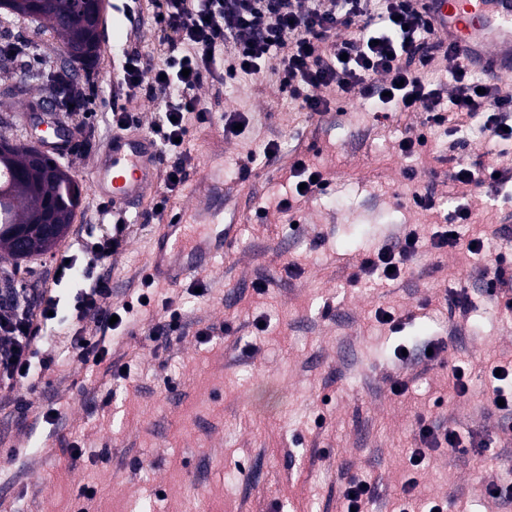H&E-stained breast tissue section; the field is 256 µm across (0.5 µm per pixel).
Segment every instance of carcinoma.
Wrapping results in <instances>:
<instances>
[{
  "label": "carcinoma",
  "instance_id": "cac0c4a2",
  "mask_svg": "<svg viewBox=\"0 0 512 512\" xmlns=\"http://www.w3.org/2000/svg\"><path fill=\"white\" fill-rule=\"evenodd\" d=\"M89 2L42 0L37 17L32 15L31 0H14L10 6L0 3V28L30 19L42 32L58 38L63 50L87 43L89 48L80 61L84 65L94 60L99 50L91 35ZM28 151L27 146L12 143L7 152H0V250L15 261L20 257L11 248L13 233L18 226L31 223L47 191L56 196L55 223L66 228L72 223L82 197V188L57 160L50 157L40 169H28Z\"/></svg>",
  "mask_w": 512,
  "mask_h": 512
}]
</instances>
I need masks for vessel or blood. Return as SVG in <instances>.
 <instances>
[{
  "label": "vessel or blood",
  "mask_w": 512,
  "mask_h": 512,
  "mask_svg": "<svg viewBox=\"0 0 512 512\" xmlns=\"http://www.w3.org/2000/svg\"><path fill=\"white\" fill-rule=\"evenodd\" d=\"M433 25L469 68L493 75L512 73V0H431ZM158 158L152 139L143 133L113 134L93 162V193L126 210L157 184ZM223 203L196 205L199 225L184 220L162 225L148 270L157 280L176 283L207 272L213 260L234 245L235 224L221 223Z\"/></svg>",
  "instance_id": "b4317fda"
}]
</instances>
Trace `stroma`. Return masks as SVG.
<instances>
[{
    "mask_svg": "<svg viewBox=\"0 0 512 512\" xmlns=\"http://www.w3.org/2000/svg\"><path fill=\"white\" fill-rule=\"evenodd\" d=\"M122 5L107 0L98 60L91 71L72 73L95 97L91 117L56 114L73 133L63 162L83 186L81 205L50 253L19 264L0 258V282L14 279L37 292L55 286L70 296L72 283L53 282L57 262L82 255L90 234L107 230L97 221L100 199L86 182L112 136V112L127 109L146 129L157 117L160 100L127 98L115 84L122 51L148 59L158 45L149 0L137 20ZM4 91L12 119L0 125V138L26 141L24 113L42 92L24 83L19 65L0 63ZM198 94L213 117L193 130V165L168 211L190 210L204 172L219 166L224 214H240V239L201 275L203 295H192L186 280L156 286V301L173 299L186 316V333L168 359L155 356L145 338L146 314L131 332L106 339L112 361L129 364L128 380H113L101 365L74 364L48 371L46 385L28 393L33 406L56 404L60 429L0 408V500L20 512H341L339 488L347 475L358 474L377 484L368 512H394L419 417L478 438L498 435L487 393L493 361L512 360V317L502 316L483 291L484 259L461 251L423 248L388 284L364 281L353 288L348 280L367 255L405 228L427 236L442 222V213L414 205L418 192L432 190L444 210L470 209L462 237L488 223L512 227V182L491 198L448 181L452 157L512 167V142L500 146L465 129L438 128L429 131L427 147L408 158L398 141L420 131L414 112L379 120L372 101L347 100L312 119L268 73L223 87L206 84ZM227 111L245 117L241 136H224L220 116ZM271 141L279 150L268 160L261 153ZM251 152L259 155L255 169L240 178L238 164ZM300 155L329 186L302 199L292 217L277 203ZM409 169L414 178L406 177ZM150 209L146 198L127 216L124 250L112 261L113 304L136 291L148 263L160 231ZM291 262L301 269L292 278L285 271ZM260 278L269 286L262 296L253 290ZM451 289L467 295L469 318L438 310L436 297ZM380 308L402 316L400 332L376 322ZM207 326L214 329L211 342L198 343L196 331ZM429 340L441 346L437 361L402 368L395 348L416 351ZM456 363L468 368L469 393L460 400L448 386V368ZM402 370L409 389L397 396L390 379ZM92 392L111 393L110 405L91 402ZM65 440L80 441L84 450L71 472L64 468ZM14 448L20 454L13 458ZM508 456L512 444L464 457L433 452L416 473V495L423 502L446 498L447 512H498L485 484L504 478L500 465ZM83 485L97 488L96 497L79 498Z\"/></svg>",
    "mask_w": 512,
    "mask_h": 512,
    "instance_id": "stroma-1",
    "label": "stroma"
}]
</instances>
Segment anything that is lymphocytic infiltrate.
I'll list each match as a JSON object with an SVG mask.
<instances>
[{
	"instance_id": "1",
	"label": "lymphocytic infiltrate",
	"mask_w": 512,
	"mask_h": 512,
	"mask_svg": "<svg viewBox=\"0 0 512 512\" xmlns=\"http://www.w3.org/2000/svg\"><path fill=\"white\" fill-rule=\"evenodd\" d=\"M153 20L157 28L173 34L159 42L158 63H147L136 52L123 53L117 78L128 95L158 94L164 100L153 132L160 155L174 162L161 174L158 206H167L185 182L191 153L184 140L191 125L210 120L199 88L266 69L278 74L301 111L314 115L326 114L342 99L375 100L380 112L421 113L423 133L399 142L406 156L426 147V130L444 126L455 131L474 121L489 140H512L507 126L512 94L498 84L474 80L472 70L435 35L424 0H158ZM439 60L447 64L446 82L425 81L424 73ZM449 177L466 189L492 191L512 180V170L456 163ZM443 220L430 240L410 230L395 244L368 255L355 279L398 280L426 244L436 250L485 251L484 234L468 240L456 234L458 225L471 220L467 207L456 206ZM121 247L116 235L101 236L88 247L82 284L69 300L65 350H58L46 336L60 303L52 291L42 292L37 304L17 302L12 312L0 314V405L28 409L17 382L26 381L29 390H36L60 358L85 365L91 357H108L105 333L129 324L144 305L140 299L112 303L106 267ZM484 273L486 294L511 316L512 255L491 256ZM92 327L97 330L93 336L88 333ZM417 424L416 444L408 456L414 468L428 452L440 448L465 454L492 445L491 440L464 438L457 429L423 417Z\"/></svg>"
}]
</instances>
